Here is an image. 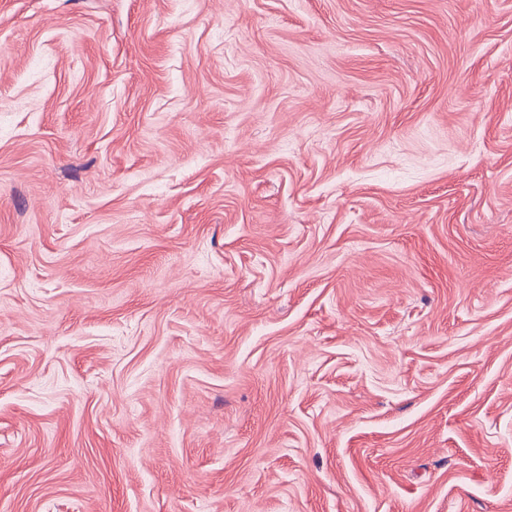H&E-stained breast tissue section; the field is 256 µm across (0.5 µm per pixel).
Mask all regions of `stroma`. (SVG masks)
<instances>
[{
  "label": "stroma",
  "instance_id": "1",
  "mask_svg": "<svg viewBox=\"0 0 512 512\" xmlns=\"http://www.w3.org/2000/svg\"><path fill=\"white\" fill-rule=\"evenodd\" d=\"M0 512H512V0H0Z\"/></svg>",
  "mask_w": 512,
  "mask_h": 512
}]
</instances>
